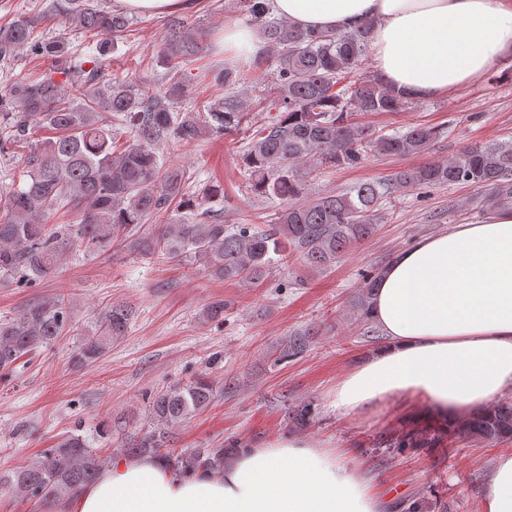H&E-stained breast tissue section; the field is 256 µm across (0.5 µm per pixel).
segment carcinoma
I'll return each mask as SVG.
<instances>
[{"mask_svg": "<svg viewBox=\"0 0 512 512\" xmlns=\"http://www.w3.org/2000/svg\"><path fill=\"white\" fill-rule=\"evenodd\" d=\"M245 10L261 23L276 55L270 86L261 96L276 110L271 121L249 125L246 103L237 87L263 65L255 58L233 68L210 69L212 83L224 87L218 103L191 101L184 66L203 51L202 34L184 31L173 19L163 37L161 85L127 76H107L108 53L131 25L125 13L107 0H52L46 12L20 14L0 27V63L9 67L20 51L49 64L38 80L21 78L0 89V155H24V186L0 181V278L19 286L37 285L54 275L62 257L104 254L116 240L134 250L169 261H192L218 280L256 283L264 278L273 256L296 254L321 268L356 243L372 236L383 201L396 193L441 186H475L491 206L512 207V145L473 144L445 162L428 161L398 170L347 191L304 198L308 178L327 168L353 167L370 153L402 157L425 152L445 128L415 125L378 135L353 120L356 112H398L415 102L376 78L357 81L365 67L371 23L342 33L304 31L285 21L266 19L257 0H243ZM57 20L86 33L104 36L90 57L40 28ZM47 131L35 149V129ZM248 129L241 167L245 190L280 201L267 228L207 221L203 203L224 198V186L208 185L198 197L187 191L184 174L161 162L159 146L190 144L203 135ZM125 142H120L122 135ZM72 215L69 224H45L42 218ZM154 227L137 236L147 222ZM381 270L363 276L358 317L371 323L370 302ZM228 303H209L201 317L224 323ZM134 312L112 305L96 328L73 349L72 366L84 368L104 357L121 341ZM72 327L69 302L61 296L27 305L17 316L0 318V371L57 342ZM311 335L306 329L288 339L280 359L299 354ZM216 389L200 374L154 394L149 402L154 432L128 442L131 455L153 454L176 471L213 469L224 460L222 448L192 453L163 450L168 433L206 409ZM448 432L484 441L512 440V402L490 413L448 426ZM106 459L80 434H70L43 451L38 461L0 477V483L37 502L67 499L94 483Z\"/></svg>", "mask_w": 512, "mask_h": 512, "instance_id": "1", "label": "carcinoma"}]
</instances>
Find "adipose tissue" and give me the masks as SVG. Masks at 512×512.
Returning <instances> with one entry per match:
<instances>
[{
	"label": "adipose tissue",
	"mask_w": 512,
	"mask_h": 512,
	"mask_svg": "<svg viewBox=\"0 0 512 512\" xmlns=\"http://www.w3.org/2000/svg\"><path fill=\"white\" fill-rule=\"evenodd\" d=\"M303 30L371 22L368 50L394 90L441 97L512 54V0H261ZM370 314L386 337L336 385L330 406L361 415L401 397L457 423L512 393V209L418 239L384 268ZM484 512H512V454L494 462ZM375 479L338 452L288 439L220 470L174 472L116 458L51 512H384Z\"/></svg>",
	"instance_id": "1"
}]
</instances>
